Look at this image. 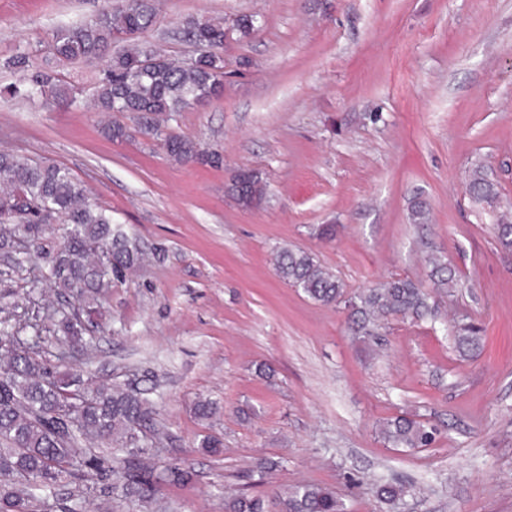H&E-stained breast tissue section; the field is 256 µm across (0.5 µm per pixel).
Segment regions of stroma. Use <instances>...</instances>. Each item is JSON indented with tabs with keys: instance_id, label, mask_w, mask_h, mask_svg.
<instances>
[{
	"instance_id": "1",
	"label": "stroma",
	"mask_w": 512,
	"mask_h": 512,
	"mask_svg": "<svg viewBox=\"0 0 512 512\" xmlns=\"http://www.w3.org/2000/svg\"><path fill=\"white\" fill-rule=\"evenodd\" d=\"M155 4L141 37L175 58L190 51L188 17L257 18L249 38L224 43L223 96L168 123L219 164L169 161L133 114L109 118L132 138L102 134L106 118L87 104L95 66L48 52L58 26L101 0H0V58L28 52L81 90L72 106L0 102V150L68 168L92 203L162 250L104 290L98 348L70 364L152 389L169 434L156 463L194 474L164 487L173 512H224L225 494L303 483L333 489L346 512H389L373 492L382 476L427 490L399 512H512V251L494 234L512 210V0ZM478 164L499 208L466 191ZM241 168L268 185L258 208L225 192ZM417 201L427 223L411 219ZM284 245L311 252L350 295L388 277L422 281L435 315L352 336L344 304L279 278L272 253ZM431 252L455 269V288H433ZM43 269L18 275L0 260V306L46 291ZM462 323L481 329L475 354L455 348ZM201 398L212 419L196 416ZM399 415L437 425L431 447L387 443L382 426ZM209 434L219 454L199 451ZM261 456L282 460L265 479L252 471Z\"/></svg>"
}]
</instances>
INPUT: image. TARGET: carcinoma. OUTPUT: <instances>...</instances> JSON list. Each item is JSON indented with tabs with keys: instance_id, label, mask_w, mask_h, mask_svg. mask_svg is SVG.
<instances>
[{
	"instance_id": "carcinoma-1",
	"label": "carcinoma",
	"mask_w": 512,
	"mask_h": 512,
	"mask_svg": "<svg viewBox=\"0 0 512 512\" xmlns=\"http://www.w3.org/2000/svg\"><path fill=\"white\" fill-rule=\"evenodd\" d=\"M150 0H103L88 21L59 27L51 51L60 61L104 64L96 72L94 108L103 114L131 112L149 122V134L162 138L167 157L180 164H208L217 158L193 141L172 134L165 123L173 114L219 98L224 92V40L229 33L247 38L256 30L253 15L231 25L191 17L184 34L195 46L191 59H175L139 34L153 22ZM0 68L21 74L23 87L14 97L51 95L74 101L80 90L63 88L52 70H34L22 51L0 59ZM225 192L243 209L263 203L266 184L252 170L239 171ZM471 199L489 206L500 192L484 167L468 181ZM35 248L47 264L46 281L61 294L82 301L89 312L98 307L102 289L112 280L161 256L93 205L70 171L0 152V248ZM438 288L456 287L448 263L430 258ZM279 277L322 305L345 303L355 336H376L392 319L420 321L432 315L431 295L409 278H389L345 297L343 282L301 249L276 252ZM54 322L58 359L74 346L88 351L94 337L83 336L80 318L66 310L51 313L35 300L0 317V512H121L131 504L141 512H164L163 487L187 485L192 473L176 464L163 468L150 460L167 441L154 421V403L129 381L100 379L77 371H60L41 354L44 322ZM455 343L463 355L482 345L480 329L464 325ZM383 438L395 448H425L437 428L407 416L386 422ZM377 498L392 508L411 490L386 480L375 485ZM345 512L336 494L317 484H303L273 500L247 493L224 496V512Z\"/></svg>"
}]
</instances>
